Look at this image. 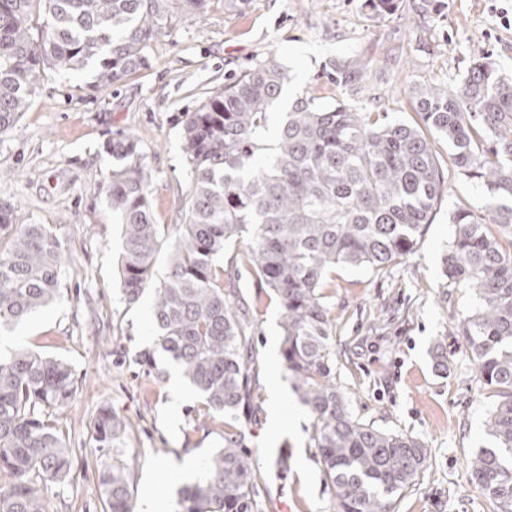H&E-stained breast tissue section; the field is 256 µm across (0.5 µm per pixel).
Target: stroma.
<instances>
[{"label":"stroma","mask_w":512,"mask_h":512,"mask_svg":"<svg viewBox=\"0 0 512 512\" xmlns=\"http://www.w3.org/2000/svg\"><path fill=\"white\" fill-rule=\"evenodd\" d=\"M172 12L151 44L147 68L105 90L94 87L91 70H45L28 111L0 139V206L23 223L51 225L68 254L61 299L11 337L65 360L77 377L73 399L52 415L73 464L69 479L46 491L49 512H105L101 474L116 459L131 467L133 505L149 493L178 512L181 489L204 479L205 460L224 445V429L206 417L201 394L189 382L173 384L179 369L158 348L153 292L131 306L121 298V227L106 193L112 138L138 141L154 173L157 223L180 224L189 189L181 118L256 62L272 59L287 69L285 109L302 96L335 102L345 91L327 71L359 61L355 100L386 122L411 121L414 86L453 83L472 60L490 57L512 75V0H399L386 16L366 0H252L243 11L207 0L204 14L177 2ZM433 148L448 190L415 252L379 272L339 267L327 278L336 381L363 422L418 437L429 449L424 472L393 512H498L467 469L469 457L492 444L485 421L495 402L480 388L452 323L473 309L475 295L443 274L452 212L481 210L487 191L457 172L447 141L436 139ZM235 286L254 316L257 365L249 406L235 425L261 471L262 512H274L279 500L292 512H337L311 441L315 420L292 393L283 364L270 359L271 346L281 343L280 306L248 266ZM439 344L448 356L444 375L434 367ZM145 350L153 351L154 368L138 364ZM274 372L288 390L277 430L267 420ZM104 408L129 424L125 448H96L94 423ZM283 451L287 465L280 469L275 460ZM158 461L171 462L177 477L150 480Z\"/></svg>","instance_id":"35a3bbf8"}]
</instances>
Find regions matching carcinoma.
<instances>
[{"instance_id":"1","label":"carcinoma","mask_w":512,"mask_h":512,"mask_svg":"<svg viewBox=\"0 0 512 512\" xmlns=\"http://www.w3.org/2000/svg\"><path fill=\"white\" fill-rule=\"evenodd\" d=\"M41 22V36L33 34ZM168 0H0V138L28 110L39 76L52 67L93 68L109 88L148 62ZM336 80L361 81L344 62ZM288 73L272 59L212 93L181 120L190 171L183 224L155 222L152 174L129 136L112 140L107 182L121 224L120 287L134 305L154 289L158 345L200 392L207 415L224 414V447L207 477L182 490L180 512H260V473L232 431L254 369V322L238 303L231 270L218 264L237 244L281 308L282 357L301 403L338 512H393L415 483L428 448L414 436L354 416L336 383V350L322 288L338 265L381 270L410 255L447 189L430 140L448 142L461 174L484 182L485 210L458 208L445 259L451 283L473 288L478 305L455 322L480 387L495 404L492 446L470 475L500 512H512V77L487 57L452 85L419 84L418 117L388 123L344 101L300 97L272 116ZM0 337L61 295L65 253L48 224H22L0 207ZM168 272L154 281L159 253ZM69 363L38 352H0V512H46L43 490L68 478L70 449L53 421L76 391ZM100 448H123L128 425L110 409L94 425ZM108 512H133L131 473L117 461L101 478Z\"/></svg>"}]
</instances>
